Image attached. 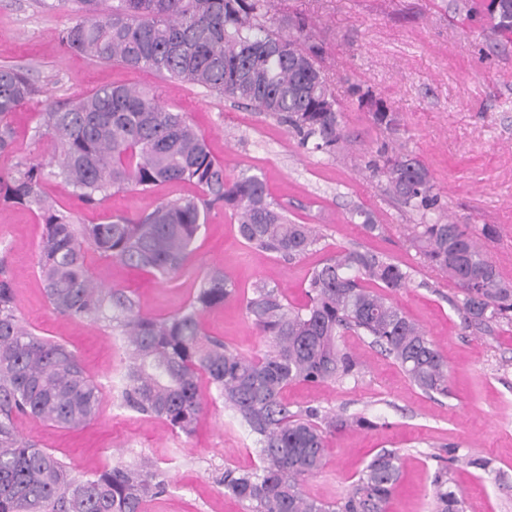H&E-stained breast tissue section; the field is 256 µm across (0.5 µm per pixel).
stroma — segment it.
I'll return each mask as SVG.
<instances>
[{
    "label": "stroma",
    "mask_w": 512,
    "mask_h": 512,
    "mask_svg": "<svg viewBox=\"0 0 512 512\" xmlns=\"http://www.w3.org/2000/svg\"><path fill=\"white\" fill-rule=\"evenodd\" d=\"M481 0H275V16H302L342 113L347 136L329 155L301 145L288 126L201 87L162 79L149 69L101 64L66 48L61 34L71 17L57 0H0V65L29 70L41 88L12 116L13 151L0 155V174L24 158L53 168L57 144L38 135V114L111 85L158 93L206 138L229 178L258 175L289 220L315 227L319 240L306 254L283 259L248 245L236 217L212 214L185 268L163 279L88 251L86 263L105 288L134 296L142 314L183 309L205 275L220 269L237 295L201 315L204 331L245 355L267 342L246 316L242 297L258 283L279 288L290 306L307 303L314 267L347 248L383 253L408 268V288L393 301L430 336L448 364V392L427 393L370 337L347 332L342 345L358 362L355 376L310 386L290 385L291 411L309 407L372 421V428L328 434L322 469L302 484L315 499L345 497L380 450L401 457L399 480L387 512H433V481L444 468L463 512H512V322L480 330L465 327L454 304L458 288L432 271L410 241L418 214L403 208L384 179L367 164L380 147L417 155L429 168L440 196L438 217L470 227L495 225L496 236L477 244L512 282V37L491 38L479 12ZM370 89L399 114L390 132L353 102V86ZM47 195L79 224H101L116 215L136 217L160 203L195 193L189 184L151 192L113 193L98 209H84L73 188L50 175ZM372 212L381 231L367 232L351 211ZM41 220L29 208L0 204V266L11 277L17 313L39 336L66 343L100 388L95 415L66 430L30 415L14 419L17 435L63 459L72 477L85 479L120 462L147 456L158 466L164 492L146 512H247L226 495L225 468L252 469L258 458L249 432L216 401L209 402L192 435L174 432L162 419L120 404L125 347L101 320H74L49 304L38 273ZM488 460L489 470L471 466Z\"/></svg>",
    "instance_id": "stroma-1"
}]
</instances>
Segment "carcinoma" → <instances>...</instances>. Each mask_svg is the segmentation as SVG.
Instances as JSON below:
<instances>
[{
    "label": "carcinoma",
    "mask_w": 512,
    "mask_h": 512,
    "mask_svg": "<svg viewBox=\"0 0 512 512\" xmlns=\"http://www.w3.org/2000/svg\"><path fill=\"white\" fill-rule=\"evenodd\" d=\"M60 2L72 14L62 44L92 61L151 69L233 98L287 124L316 151L334 154L344 141L322 47L310 42L301 18L269 21L271 0H111L107 7L102 0ZM482 10L494 34H512V0H484ZM38 92L27 71L0 66V154L12 146L10 117ZM352 95L376 125L400 126L398 113L371 91L355 86ZM38 130L59 142L57 175L87 208L101 205L114 190L176 183L198 188L135 218L77 224L43 194L42 163L21 161L0 175V203L25 206L44 224L38 271L52 308L72 319L103 318L120 330L126 345L123 404L189 435L204 409L198 386L204 375L224 408L254 436L259 465L228 468L223 479L225 492L246 502L249 512H386L401 467L395 451L379 452L335 503L303 493L302 481L322 467L327 432L350 422L373 423L323 415L317 408L293 412L282 394L294 382L316 385L353 375L357 363L339 345L348 331L371 337L419 389L448 393L441 353L388 298L408 287L410 273L379 253L349 249L312 271L303 309L284 303L281 290L257 284L243 303L268 349L243 355L207 336L200 320L204 311L237 295L221 271L207 273L181 311L150 317L140 314L126 291L97 284L86 251L167 278L186 266L216 210L237 217L248 244L285 258L315 244L316 230L288 220L268 199L260 177L228 178L185 113L154 93L103 86L40 113ZM369 169L385 178L405 208L423 217L435 210L433 179L418 157L383 148ZM411 242L430 269L448 275L461 290L455 307L466 326L512 320V284L503 281L467 226L416 224ZM98 401L99 388L77 355L23 325L14 284L1 274L0 512H144L145 503L164 492V481L146 460L77 480L60 458L16 435L17 414L75 428L93 418ZM434 500L435 512H462L461 496L439 478Z\"/></svg>",
    "instance_id": "cac0c4a2"
}]
</instances>
